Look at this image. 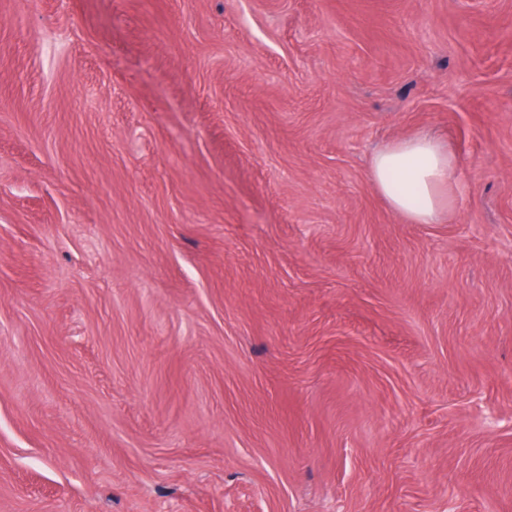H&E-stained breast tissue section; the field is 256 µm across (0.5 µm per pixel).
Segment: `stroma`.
Listing matches in <instances>:
<instances>
[{
    "mask_svg": "<svg viewBox=\"0 0 512 512\" xmlns=\"http://www.w3.org/2000/svg\"><path fill=\"white\" fill-rule=\"evenodd\" d=\"M0 512H512V0H0ZM455 166V156L441 140L421 133L376 151L369 177L390 207L410 223L435 224L454 206Z\"/></svg>",
    "mask_w": 512,
    "mask_h": 512,
    "instance_id": "35a3bbf8",
    "label": "stroma"
}]
</instances>
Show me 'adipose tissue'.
<instances>
[{"label": "adipose tissue", "instance_id": "obj_1", "mask_svg": "<svg viewBox=\"0 0 512 512\" xmlns=\"http://www.w3.org/2000/svg\"><path fill=\"white\" fill-rule=\"evenodd\" d=\"M455 156L421 133L395 140L373 155L369 177L390 207L413 224H433L456 200Z\"/></svg>", "mask_w": 512, "mask_h": 512}]
</instances>
